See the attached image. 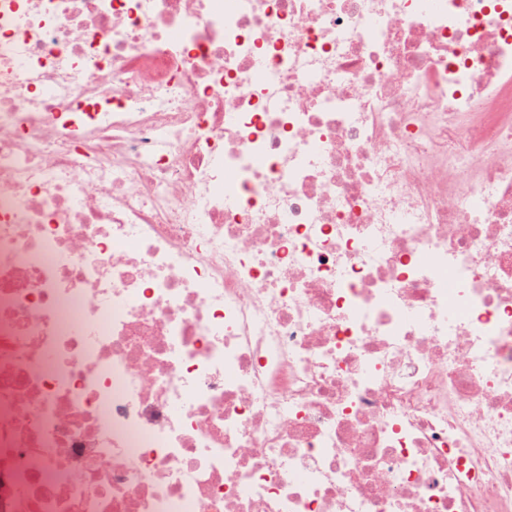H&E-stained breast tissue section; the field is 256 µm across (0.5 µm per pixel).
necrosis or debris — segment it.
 I'll return each instance as SVG.
<instances>
[{
	"label": "necrosis or debris",
	"instance_id": "4bbe7bcc",
	"mask_svg": "<svg viewBox=\"0 0 512 512\" xmlns=\"http://www.w3.org/2000/svg\"><path fill=\"white\" fill-rule=\"evenodd\" d=\"M0 512H512V0H0Z\"/></svg>",
	"mask_w": 512,
	"mask_h": 512
}]
</instances>
